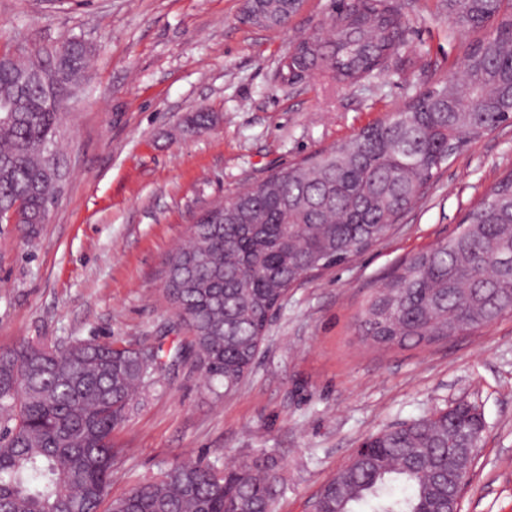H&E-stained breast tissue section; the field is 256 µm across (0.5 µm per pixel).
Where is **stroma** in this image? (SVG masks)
<instances>
[{
	"label": "stroma",
	"mask_w": 512,
	"mask_h": 512,
	"mask_svg": "<svg viewBox=\"0 0 512 512\" xmlns=\"http://www.w3.org/2000/svg\"><path fill=\"white\" fill-rule=\"evenodd\" d=\"M396 64L339 86L283 83L284 56L340 0H303L287 25H242L244 0H0V51L91 44L67 96L58 142L66 171L36 237L0 224V347L95 338L173 347L186 336L165 293L166 259L197 216L271 172L345 140L458 72L476 32L448 0H399ZM207 110L208 129L187 118ZM512 170V124L466 144L394 230L364 253L291 288L248 375L213 395L191 366L166 373L117 428L112 493L172 462L278 464L274 512H310L321 486L368 436L458 402L484 430L461 512H512V317L428 345L382 348L358 316L411 256L451 236Z\"/></svg>",
	"instance_id": "35a3bbf8"
}]
</instances>
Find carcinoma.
<instances>
[{"label":"carcinoma","mask_w":512,"mask_h":512,"mask_svg":"<svg viewBox=\"0 0 512 512\" xmlns=\"http://www.w3.org/2000/svg\"><path fill=\"white\" fill-rule=\"evenodd\" d=\"M453 22L484 30L460 77L411 99L353 137L283 167L215 204L166 260V294L190 336L173 356L97 340H40L0 348V512H273L274 462L171 464L111 495L120 449L112 432L167 369L189 363L205 385L235 388L249 372L271 312L308 274L383 239L468 141L512 124V0H448ZM289 0H257L240 22L282 27ZM397 0H345L326 32L303 38L281 71L286 84L327 75L358 85L389 69L404 46ZM91 47L56 51L54 82L76 86ZM47 73L34 52L0 54V211L36 233L57 193L45 160L60 113L27 79ZM512 316V172L464 216L448 240L420 252L367 302L359 332L382 347L431 344ZM483 432L460 405L378 432L320 489L316 512H447L443 478L458 449Z\"/></svg>","instance_id":"obj_1"}]
</instances>
